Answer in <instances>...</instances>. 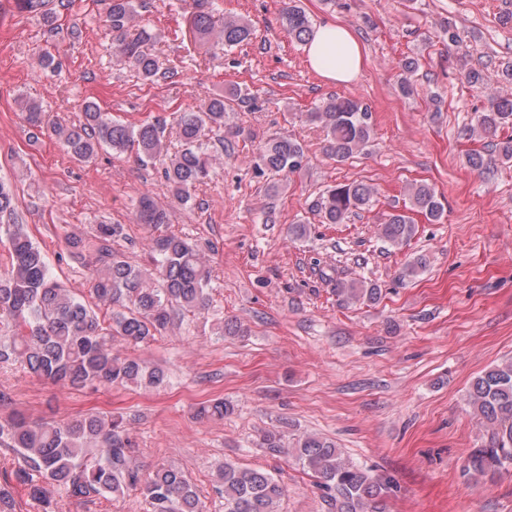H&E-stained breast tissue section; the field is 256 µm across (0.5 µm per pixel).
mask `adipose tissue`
I'll return each instance as SVG.
<instances>
[{"mask_svg": "<svg viewBox=\"0 0 512 512\" xmlns=\"http://www.w3.org/2000/svg\"><path fill=\"white\" fill-rule=\"evenodd\" d=\"M310 68L331 83L353 81L364 65V49L346 26L329 22L317 27L305 46Z\"/></svg>", "mask_w": 512, "mask_h": 512, "instance_id": "adipose-tissue-1", "label": "adipose tissue"}]
</instances>
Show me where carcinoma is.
<instances>
[{
	"mask_svg": "<svg viewBox=\"0 0 512 512\" xmlns=\"http://www.w3.org/2000/svg\"><path fill=\"white\" fill-rule=\"evenodd\" d=\"M147 0H109L106 22L112 31V56L131 66L145 82L174 81L177 70L163 66L148 45L157 34L139 24ZM215 0H192L191 25L200 38L210 42L213 56L251 39L249 23L224 18L214 34ZM288 34L299 42L309 39L311 22L290 3L281 15ZM398 80L400 93L414 94L419 62L406 58ZM464 81L475 89L487 88L484 71L465 69ZM502 87L488 95V106L475 112V130L495 143L499 155L512 160V64L501 71ZM243 103L237 93L210 98L198 111L183 112L175 121L179 146L170 150L167 124L143 121L131 124L101 111L93 101L83 103L76 123L47 121L43 107L25 100L22 108L31 127L48 133L78 163L93 161L101 149L115 153L133 151L138 162L160 166L175 203L186 207L196 186L211 178L225 148L224 127L229 113ZM305 120L326 132L330 156L343 162L363 152L374 136L372 110L360 100L335 95L304 113ZM308 164L303 144L288 135L266 138L260 146L256 168L267 177V191L279 190L278 177H286ZM375 188L363 181L327 187L311 203L322 224H343L368 206ZM409 211L388 215L379 235L393 247L415 234L413 214L432 222L443 219L445 209L435 189L427 183L409 189ZM15 197L10 185L0 181V218L10 217ZM135 221L156 231L170 223L169 209L156 196L143 193L134 204ZM5 229L9 263L0 272V363H16L32 376L54 384L80 387L134 386L158 388L167 375L136 357H120L112 351L119 337L134 346L148 344L174 327L178 310L195 312L207 305L211 271L205 254L195 244L174 234L151 239L153 268L133 265L112 247L122 236L119 224L102 222L87 236L69 235L71 254L89 270L91 294L107 308L119 305L110 320L76 297L49 271L44 251L32 240L24 224H0ZM336 295L346 302H375L379 289L363 282L338 281ZM468 402L489 432V443L473 448L462 463V473L475 482L492 480L512 465V358L474 378ZM233 406L217 399L194 410L197 419H222ZM121 414L90 411L66 420L33 419L23 413L0 415V445L17 453L22 465L0 485V512H15L13 489L22 487L40 501L43 512H55L44 484L67 487L77 498L117 497L140 488L150 512H203L195 486L171 466L156 469L142 478L135 448ZM284 432L264 431L258 445L272 455L293 458L313 473L322 496L335 512H385L384 503L394 487L389 476H374L345 458L336 445L314 434L293 438L287 448ZM214 492L224 498V512H276L286 487L270 472L242 468L226 462L219 469Z\"/></svg>",
	"mask_w": 512,
	"mask_h": 512,
	"instance_id": "cac0c4a2",
	"label": "carcinoma"
}]
</instances>
